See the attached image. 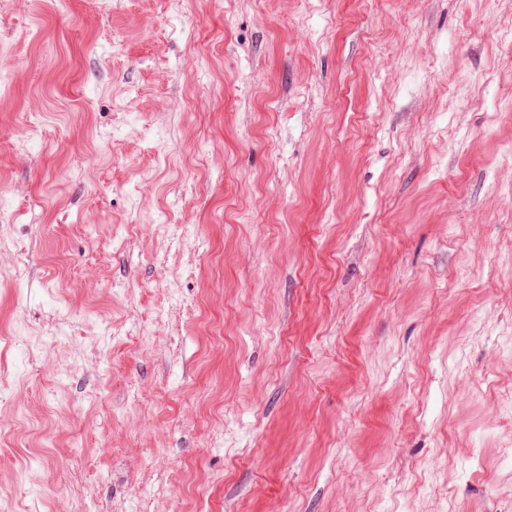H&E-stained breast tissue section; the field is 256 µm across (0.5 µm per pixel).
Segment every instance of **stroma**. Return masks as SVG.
I'll return each instance as SVG.
<instances>
[{
	"instance_id": "obj_1",
	"label": "stroma",
	"mask_w": 512,
	"mask_h": 512,
	"mask_svg": "<svg viewBox=\"0 0 512 512\" xmlns=\"http://www.w3.org/2000/svg\"><path fill=\"white\" fill-rule=\"evenodd\" d=\"M0 512H512V0H0Z\"/></svg>"
}]
</instances>
